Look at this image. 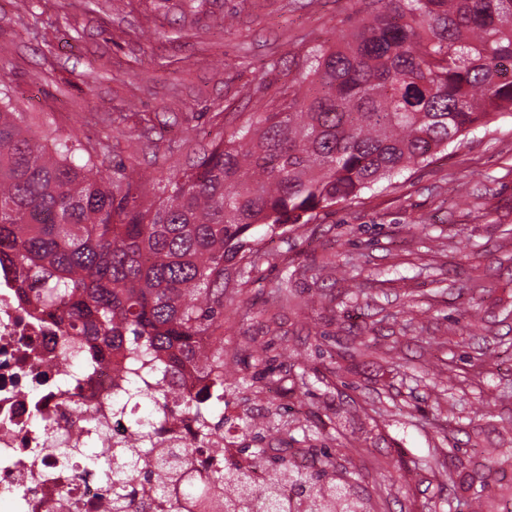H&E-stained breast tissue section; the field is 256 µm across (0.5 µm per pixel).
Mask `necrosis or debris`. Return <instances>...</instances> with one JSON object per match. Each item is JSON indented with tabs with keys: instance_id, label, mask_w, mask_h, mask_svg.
I'll use <instances>...</instances> for the list:
<instances>
[{
	"instance_id": "4bbe7bcc",
	"label": "necrosis or debris",
	"mask_w": 512,
	"mask_h": 512,
	"mask_svg": "<svg viewBox=\"0 0 512 512\" xmlns=\"http://www.w3.org/2000/svg\"><path fill=\"white\" fill-rule=\"evenodd\" d=\"M118 358L75 340L16 298L0 271V487L8 512H103L98 476L86 474L83 449L105 452L126 440L127 415L115 413L125 373Z\"/></svg>"
}]
</instances>
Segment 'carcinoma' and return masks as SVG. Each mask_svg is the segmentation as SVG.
<instances>
[{"label":"carcinoma","instance_id":"cac0c4a2","mask_svg":"<svg viewBox=\"0 0 512 512\" xmlns=\"http://www.w3.org/2000/svg\"><path fill=\"white\" fill-rule=\"evenodd\" d=\"M353 36L311 50L280 103L224 131L190 170L147 184L119 164L104 176L78 134L36 136L0 99V269L67 335L91 336L138 369L127 400L196 422L197 445L160 448L151 427L94 457L105 512H207L204 485L238 490L224 512H258L249 469L200 458L224 423V263L248 232L309 224L427 161L491 113L512 108V0H377ZM190 366L209 401L173 396ZM156 390L143 393L139 372ZM300 505L370 512L334 456L290 464ZM156 479L154 498L134 505Z\"/></svg>","mask_w":512,"mask_h":512}]
</instances>
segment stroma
Listing matches in <instances>:
<instances>
[{
    "label": "stroma",
    "instance_id": "obj_1",
    "mask_svg": "<svg viewBox=\"0 0 512 512\" xmlns=\"http://www.w3.org/2000/svg\"><path fill=\"white\" fill-rule=\"evenodd\" d=\"M371 0H0V89L34 133L164 182L269 111ZM225 265L224 407L336 453L371 512L512 508V111Z\"/></svg>",
    "mask_w": 512,
    "mask_h": 512
}]
</instances>
